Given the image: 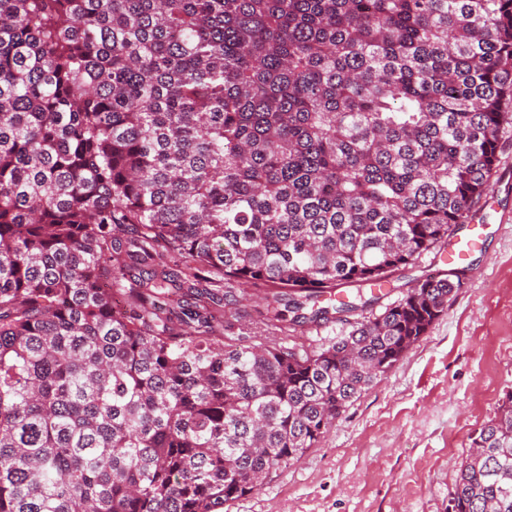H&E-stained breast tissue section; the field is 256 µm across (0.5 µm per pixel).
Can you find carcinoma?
<instances>
[{
    "instance_id": "obj_1",
    "label": "carcinoma",
    "mask_w": 512,
    "mask_h": 512,
    "mask_svg": "<svg viewBox=\"0 0 512 512\" xmlns=\"http://www.w3.org/2000/svg\"><path fill=\"white\" fill-rule=\"evenodd\" d=\"M508 104L512 0H0V512H219L316 447L463 281L337 289L448 242ZM448 512H512V391ZM349 330L350 327L348 325H342L336 322L322 324L316 329H308L307 327L299 328V330L294 333L295 337L290 344L303 345L305 347L309 346L310 348L319 347L337 336H342L345 331Z\"/></svg>"
}]
</instances>
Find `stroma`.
Returning a JSON list of instances; mask_svg holds the SVG:
<instances>
[{"label":"stroma","mask_w":512,"mask_h":512,"mask_svg":"<svg viewBox=\"0 0 512 512\" xmlns=\"http://www.w3.org/2000/svg\"><path fill=\"white\" fill-rule=\"evenodd\" d=\"M471 214L496 225L465 265L464 285L426 336L337 419L315 448L223 512H448L470 436L512 391V126ZM437 253L398 271L391 287L345 285L373 312L440 272Z\"/></svg>","instance_id":"obj_1"}]
</instances>
